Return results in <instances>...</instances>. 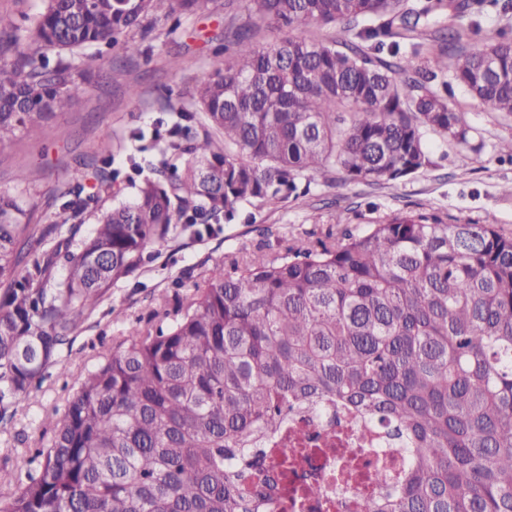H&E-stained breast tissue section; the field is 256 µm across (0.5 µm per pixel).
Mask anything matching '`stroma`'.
I'll list each match as a JSON object with an SVG mask.
<instances>
[{"mask_svg": "<svg viewBox=\"0 0 512 512\" xmlns=\"http://www.w3.org/2000/svg\"><path fill=\"white\" fill-rule=\"evenodd\" d=\"M254 26L257 40H274L272 24L250 16L246 0H206L204 7L179 19L158 22L148 34L134 32L141 46L135 55L118 46H96L78 60L91 72L88 89L41 128L0 146V193L22 195L41 224L63 223V184L78 178L70 199L87 209L106 208L112 200L99 192V175L120 169L121 198H128L130 169L123 147L130 130L153 134L171 112L191 109L195 86L212 74L224 49L227 25ZM448 100L472 128L477 152L459 150L435 133L425 136L433 160L417 177L367 185L336 178L315 186L310 195L276 208L256 209L248 224H225L214 235L157 244L146 267L113 287L73 334L63 364L49 367L41 385L16 404L12 421L0 423V494L17 491L25 474L19 456L48 447L53 412L63 408L79 379L101 355L112 352L132 325L151 328L159 305L173 308L202 284L206 274L224 272L234 255L274 253L284 246H314L336 240L344 228L369 223L397 211L426 208L450 224H492L512 235V157L501 142L512 139V115L482 109L453 74H445ZM111 142L113 159L98 156ZM31 182L21 187L19 173Z\"/></svg>", "mask_w": 512, "mask_h": 512, "instance_id": "stroma-1", "label": "stroma"}]
</instances>
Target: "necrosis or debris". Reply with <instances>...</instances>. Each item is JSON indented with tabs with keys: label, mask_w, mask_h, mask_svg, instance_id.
Masks as SVG:
<instances>
[{
	"label": "necrosis or debris",
	"mask_w": 512,
	"mask_h": 512,
	"mask_svg": "<svg viewBox=\"0 0 512 512\" xmlns=\"http://www.w3.org/2000/svg\"><path fill=\"white\" fill-rule=\"evenodd\" d=\"M265 452L276 486L255 512H371L407 457L358 413L329 402L290 409Z\"/></svg>",
	"instance_id": "obj_1"
}]
</instances>
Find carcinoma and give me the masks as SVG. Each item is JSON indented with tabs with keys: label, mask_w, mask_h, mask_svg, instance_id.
Returning a JSON list of instances; mask_svg holds the SVG:
<instances>
[{
	"label": "carcinoma",
	"mask_w": 512,
	"mask_h": 512,
	"mask_svg": "<svg viewBox=\"0 0 512 512\" xmlns=\"http://www.w3.org/2000/svg\"><path fill=\"white\" fill-rule=\"evenodd\" d=\"M168 2L43 0L32 30L0 14V144L85 92L86 71L64 54L147 32ZM247 2L279 27L339 36L258 46L249 28L224 35L194 111L175 113L158 146L168 177L133 184L85 238L31 223L0 195V422L153 244L210 235L336 172L413 179L433 164L428 132L478 150L448 102L450 69L486 111L512 114V40L455 46L486 0ZM442 15L448 50L408 75ZM31 37L38 55L4 59ZM336 401L407 446L390 512H512V236L421 210L232 259L100 357L36 450L38 467L20 462L26 482L0 495V512H252L270 487L266 439L289 409Z\"/></svg>",
	"instance_id": "cac0c4a2"
}]
</instances>
